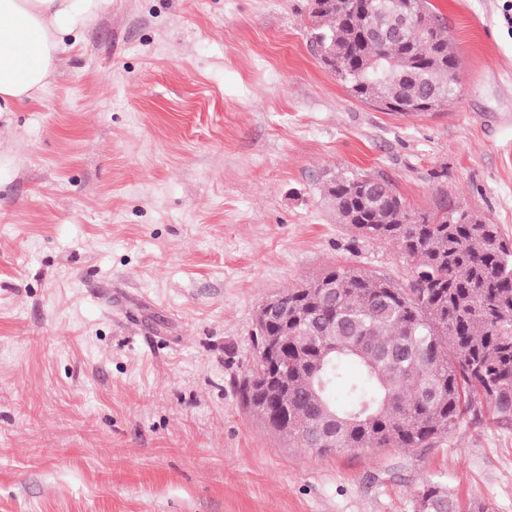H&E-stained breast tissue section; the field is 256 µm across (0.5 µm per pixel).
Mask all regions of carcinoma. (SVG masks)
Segmentation results:
<instances>
[{"label": "carcinoma", "mask_w": 512, "mask_h": 512, "mask_svg": "<svg viewBox=\"0 0 512 512\" xmlns=\"http://www.w3.org/2000/svg\"><path fill=\"white\" fill-rule=\"evenodd\" d=\"M318 0L315 33L336 52V79L360 100L402 94L403 114L422 111L423 85L443 88L434 110L448 106L459 84L448 28L429 0H408L414 27L400 40L365 42L362 22L382 29L387 0ZM416 69L396 87L391 78ZM336 214L373 240L394 241L410 262L403 286L354 266L324 271L319 287L287 290L279 322L255 329L253 343L288 335L279 369L256 363L235 382L237 394L266 423L288 412L303 448H421L487 407L512 417V240L498 225L467 212L420 217L396 190L347 171L332 180ZM357 368L350 379L345 367ZM344 387L347 400L336 397ZM336 414V439L323 431V409ZM418 512H484L455 504L435 483L418 494Z\"/></svg>", "instance_id": "cac0c4a2"}]
</instances>
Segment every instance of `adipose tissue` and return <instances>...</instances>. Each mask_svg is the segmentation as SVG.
<instances>
[{"label":"adipose tissue","mask_w":512,"mask_h":512,"mask_svg":"<svg viewBox=\"0 0 512 512\" xmlns=\"http://www.w3.org/2000/svg\"><path fill=\"white\" fill-rule=\"evenodd\" d=\"M107 0H0V112L40 99L71 37Z\"/></svg>","instance_id":"1"}]
</instances>
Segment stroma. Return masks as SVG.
I'll return each mask as SVG.
<instances>
[{"mask_svg": "<svg viewBox=\"0 0 512 512\" xmlns=\"http://www.w3.org/2000/svg\"><path fill=\"white\" fill-rule=\"evenodd\" d=\"M430 2L462 63L438 112L353 97L310 0H108L0 113V512H416L428 482L512 512V419L320 453L233 386L266 298L334 265L410 277L337 219L338 173L512 238L505 0Z\"/></svg>", "mask_w": 512, "mask_h": 512, "instance_id": "1", "label": "stroma"}]
</instances>
